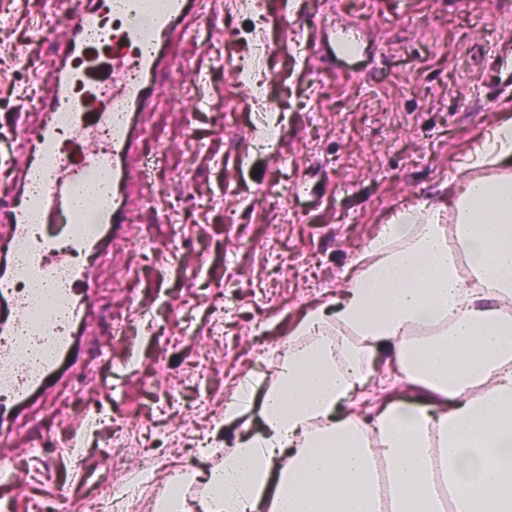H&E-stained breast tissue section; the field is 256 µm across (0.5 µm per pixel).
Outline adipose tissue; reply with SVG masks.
Returning a JSON list of instances; mask_svg holds the SVG:
<instances>
[{"instance_id":"obj_1","label":"adipose tissue","mask_w":512,"mask_h":512,"mask_svg":"<svg viewBox=\"0 0 512 512\" xmlns=\"http://www.w3.org/2000/svg\"><path fill=\"white\" fill-rule=\"evenodd\" d=\"M459 173L365 244L271 386L240 382L224 415L258 409L256 428L155 512H512V120ZM385 355L415 400L344 409Z\"/></svg>"}]
</instances>
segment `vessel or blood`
<instances>
[{"instance_id": "obj_1", "label": "vessel or blood", "mask_w": 512, "mask_h": 512, "mask_svg": "<svg viewBox=\"0 0 512 512\" xmlns=\"http://www.w3.org/2000/svg\"><path fill=\"white\" fill-rule=\"evenodd\" d=\"M202 0H74L35 141L11 166L0 199V446L12 415L48 390L75 356L73 328L93 318L88 269L73 257L99 252L124 228L160 154L141 151V118L172 69L170 46ZM65 124L77 154L61 151Z\"/></svg>"}]
</instances>
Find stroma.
I'll return each mask as SVG.
<instances>
[{
	"instance_id": "obj_1",
	"label": "stroma",
	"mask_w": 512,
	"mask_h": 512,
	"mask_svg": "<svg viewBox=\"0 0 512 512\" xmlns=\"http://www.w3.org/2000/svg\"><path fill=\"white\" fill-rule=\"evenodd\" d=\"M189 25L145 118L143 150L162 164L91 270L78 372L12 426L17 512L33 497L92 512L106 448L119 482L149 445L165 449L133 512H154L170 471L220 463L242 429L224 418L239 381L270 386L292 329L341 296L369 239L398 209L446 195L487 131L512 118V0H204ZM345 25L358 30L351 55L328 41ZM55 27L46 0H0L12 44L0 170L42 120ZM260 40L253 76L268 114L231 72ZM185 177L186 198L175 194ZM86 404L112 426L75 457ZM203 438L218 448L206 460L193 452Z\"/></svg>"
}]
</instances>
